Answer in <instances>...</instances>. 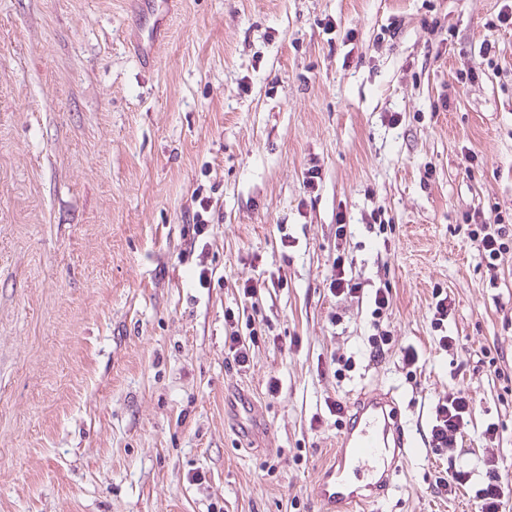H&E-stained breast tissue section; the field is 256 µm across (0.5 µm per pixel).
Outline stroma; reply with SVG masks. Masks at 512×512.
<instances>
[{
	"instance_id": "35a3bbf8",
	"label": "stroma",
	"mask_w": 512,
	"mask_h": 512,
	"mask_svg": "<svg viewBox=\"0 0 512 512\" xmlns=\"http://www.w3.org/2000/svg\"><path fill=\"white\" fill-rule=\"evenodd\" d=\"M511 7L173 0L146 68L137 0H0V512H314L326 398L391 384L417 418L467 390L512 496V381L488 387L430 325L440 286L449 334L512 346V259L489 287L463 222L512 213V28L494 23ZM199 191L217 217L207 288L177 259ZM341 252L390 290L377 321L416 373L369 359V304L326 286ZM248 279L277 341L239 372L224 312ZM333 360L353 368L321 374ZM240 391L262 416L246 443ZM482 457L475 431L412 461L382 512H476L432 484Z\"/></svg>"
}]
</instances>
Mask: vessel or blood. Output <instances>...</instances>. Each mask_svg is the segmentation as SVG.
<instances>
[{"label": "vessel or blood", "instance_id": "1", "mask_svg": "<svg viewBox=\"0 0 512 512\" xmlns=\"http://www.w3.org/2000/svg\"><path fill=\"white\" fill-rule=\"evenodd\" d=\"M171 0H150L137 35L140 55L155 58ZM427 452L423 427L392 388L360 391L336 434V453L310 487L318 512H370L387 502L404 467Z\"/></svg>", "mask_w": 512, "mask_h": 512}]
</instances>
